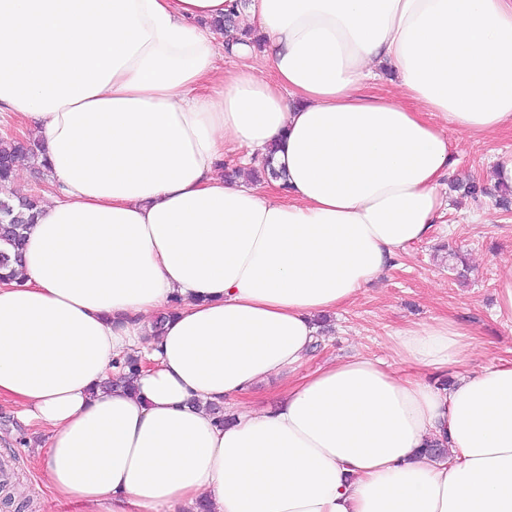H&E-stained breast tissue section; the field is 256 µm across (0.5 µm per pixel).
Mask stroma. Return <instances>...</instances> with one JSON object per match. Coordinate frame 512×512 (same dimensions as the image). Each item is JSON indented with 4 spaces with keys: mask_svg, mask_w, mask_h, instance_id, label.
<instances>
[{
    "mask_svg": "<svg viewBox=\"0 0 512 512\" xmlns=\"http://www.w3.org/2000/svg\"><path fill=\"white\" fill-rule=\"evenodd\" d=\"M454 146L453 178L473 180L485 188L477 198L442 188L448 206L428 238L410 245L357 298L329 316L320 339L299 369L307 374L330 362L361 354L384 361L390 370L405 371L392 337L399 328L448 317L474 332L468 370L512 361V322L496 310L497 282L512 269V208L497 204L491 159L512 152V130L480 143L449 131ZM14 412L0 406V461H9L16 501L25 512H58L46 493L39 460L31 447L18 444L10 428Z\"/></svg>",
    "mask_w": 512,
    "mask_h": 512,
    "instance_id": "obj_1",
    "label": "stroma"
}]
</instances>
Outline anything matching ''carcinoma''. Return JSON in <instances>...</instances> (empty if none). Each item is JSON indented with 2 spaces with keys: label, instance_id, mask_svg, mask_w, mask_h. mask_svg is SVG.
Wrapping results in <instances>:
<instances>
[{
  "label": "carcinoma",
  "instance_id": "1",
  "mask_svg": "<svg viewBox=\"0 0 512 512\" xmlns=\"http://www.w3.org/2000/svg\"><path fill=\"white\" fill-rule=\"evenodd\" d=\"M248 6V0H237L231 5L229 13L220 19L211 21V26L222 29L226 32L235 31L240 35L247 37L252 35L250 29H239L236 24V18L241 11ZM38 141L28 137L23 140H13L0 143V181L8 182L11 179L13 167L18 160H27L37 163L38 160ZM247 176L253 180L260 178L283 179L285 174L277 170L271 162V158H266L262 166L258 169L244 171L235 168L227 173V179L232 180L240 176ZM39 213L38 200L32 197L21 196L17 194H7L0 198V279L14 276L15 269L13 265L18 263L24 249L26 232L31 224L34 223ZM121 380L125 387L135 388V382L142 369L141 361L138 357L129 355L121 363Z\"/></svg>",
  "mask_w": 512,
  "mask_h": 512
}]
</instances>
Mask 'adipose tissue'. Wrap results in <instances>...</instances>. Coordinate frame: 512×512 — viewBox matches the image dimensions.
Returning a JSON list of instances; mask_svg holds the SVG:
<instances>
[{
	"mask_svg": "<svg viewBox=\"0 0 512 512\" xmlns=\"http://www.w3.org/2000/svg\"><path fill=\"white\" fill-rule=\"evenodd\" d=\"M230 2L0 0V112L49 174L0 281V403L46 430L48 494L78 512H512V363L466 371L455 320L396 331L409 375L359 354L295 374L317 317L430 235L447 127L512 129V0H250L258 45L211 27ZM383 71L396 94L367 92ZM271 147L285 181L225 179L226 152Z\"/></svg>",
	"mask_w": 512,
	"mask_h": 512,
	"instance_id": "adipose-tissue-1",
	"label": "adipose tissue"
}]
</instances>
